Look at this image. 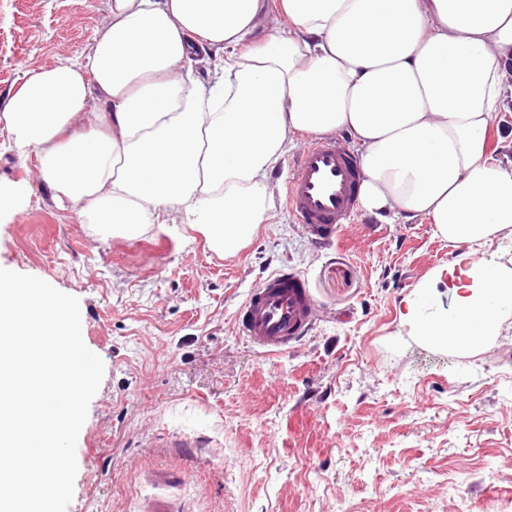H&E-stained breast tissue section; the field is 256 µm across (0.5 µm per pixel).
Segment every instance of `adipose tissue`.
<instances>
[{
  "label": "adipose tissue",
  "instance_id": "1",
  "mask_svg": "<svg viewBox=\"0 0 512 512\" xmlns=\"http://www.w3.org/2000/svg\"><path fill=\"white\" fill-rule=\"evenodd\" d=\"M111 0L91 51L28 70L0 115L8 151L96 235L183 224L232 256L274 211L293 132L359 143V204L459 246L512 236V164L488 147L512 63V0ZM205 76H198L196 50ZM451 313L429 311L440 283ZM512 269L457 257L405 298L411 335L458 352L500 334Z\"/></svg>",
  "mask_w": 512,
  "mask_h": 512
}]
</instances>
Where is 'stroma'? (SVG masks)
Returning a JSON list of instances; mask_svg holds the SVG:
<instances>
[{"instance_id":"obj_1","label":"stroma","mask_w":512,"mask_h":512,"mask_svg":"<svg viewBox=\"0 0 512 512\" xmlns=\"http://www.w3.org/2000/svg\"><path fill=\"white\" fill-rule=\"evenodd\" d=\"M108 0H0V106L28 70L87 53ZM40 158L0 156L30 181L0 223V264L78 298L105 371L77 439L68 512H512V317L462 354L409 335L402 299L458 248L425 220L359 212L327 243L283 203L220 256L167 225L98 239L56 206ZM294 269L320 306L311 333L267 355L234 316L268 275ZM176 468L178 484L152 482Z\"/></svg>"}]
</instances>
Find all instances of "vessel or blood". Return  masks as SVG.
<instances>
[{
	"label": "vessel or blood",
	"mask_w": 512,
	"mask_h": 512,
	"mask_svg": "<svg viewBox=\"0 0 512 512\" xmlns=\"http://www.w3.org/2000/svg\"><path fill=\"white\" fill-rule=\"evenodd\" d=\"M361 180L359 155L339 138H319L293 160L285 205L313 240L326 241L356 212ZM318 312L306 280L281 271L251 290L237 310L236 324L253 347L276 355L308 334Z\"/></svg>",
	"instance_id": "vessel-or-blood-1"
}]
</instances>
